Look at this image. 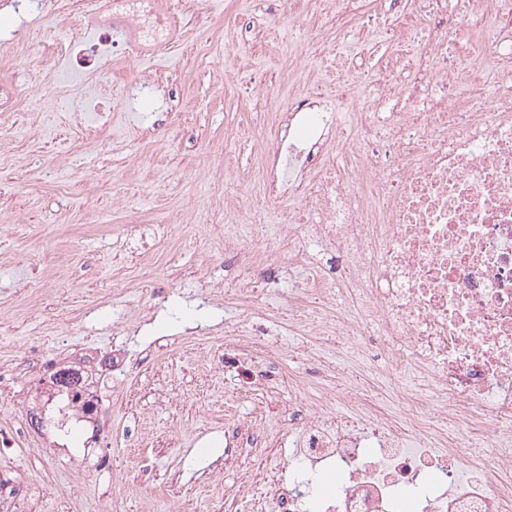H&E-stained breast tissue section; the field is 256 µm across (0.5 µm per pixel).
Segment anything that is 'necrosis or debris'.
Wrapping results in <instances>:
<instances>
[{
  "mask_svg": "<svg viewBox=\"0 0 512 512\" xmlns=\"http://www.w3.org/2000/svg\"><path fill=\"white\" fill-rule=\"evenodd\" d=\"M161 2L75 0L100 31L76 50L79 92L33 86L20 98L0 82V112H49L65 96L79 119L118 91L159 106L160 74L118 90L103 59L173 46ZM415 2L445 26L401 35L429 50L426 92L380 68L369 103L351 95L343 111L319 97L289 107L273 136L248 124L232 133L260 147L264 208L296 272L288 307L313 310L287 330L331 349L378 337L395 373L396 411L382 406L387 386L370 365L344 399L327 391L305 406L308 443L268 492L288 512H512V0ZM485 12L475 38L456 40L463 19ZM488 47L490 70L473 68ZM306 233L335 265L300 247ZM113 363L88 346L57 357L33 344L16 365L38 384L14 400L11 440L69 453L76 498L87 470L111 467L99 446Z\"/></svg>",
  "mask_w": 512,
  "mask_h": 512,
  "instance_id": "1",
  "label": "necrosis or debris"
}]
</instances>
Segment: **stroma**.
Returning a JSON list of instances; mask_svg holds the SVG:
<instances>
[{"instance_id": "1", "label": "stroma", "mask_w": 512, "mask_h": 512, "mask_svg": "<svg viewBox=\"0 0 512 512\" xmlns=\"http://www.w3.org/2000/svg\"><path fill=\"white\" fill-rule=\"evenodd\" d=\"M205 7L206 34L189 29L175 47L136 58L121 74L128 82L142 70L160 72L173 110L135 112L114 99L112 121L97 133L54 112L0 114L10 128L0 159V371H11L33 337L54 355L84 341L118 360L107 438L113 467L89 473L82 498L70 494L66 457L8 450L13 480L39 490L36 512H98L105 493L116 512H140V496L158 489L163 512H185L192 501L203 512H258L276 478L270 458L301 445L299 404L320 381L345 395L359 373L346 357L336 368L310 362L316 338L272 323L247 356L276 357L279 375L248 382L224 324L249 323L254 309L202 286L208 278L231 288L238 275L214 231L224 214L210 201L232 184L259 201V150L230 140L238 124L267 131L277 102L335 98L340 70L354 91L380 67L425 77L427 57L368 22V0H268L256 16L250 0ZM43 16L32 0L28 17L42 25L16 47L18 66L0 81L24 90L76 71L73 61L42 56V45L82 43L93 29L74 16L63 27ZM301 52L313 74L295 72ZM242 56L251 62L245 73ZM263 88L276 90L277 101L262 99ZM130 320L144 327L126 344L119 329ZM200 323L214 330L204 341L194 333ZM212 348L220 359L203 368L198 358ZM239 425L256 429L261 444L225 455L223 430ZM216 478L228 498L211 497Z\"/></svg>"}]
</instances>
